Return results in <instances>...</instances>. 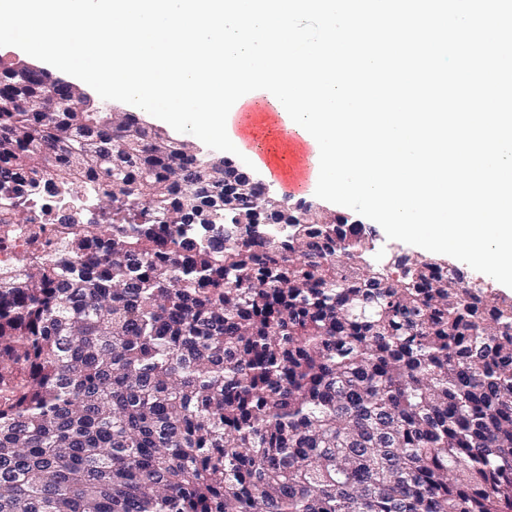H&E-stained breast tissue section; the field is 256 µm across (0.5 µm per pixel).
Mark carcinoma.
Wrapping results in <instances>:
<instances>
[{
  "instance_id": "obj_1",
  "label": "carcinoma",
  "mask_w": 512,
  "mask_h": 512,
  "mask_svg": "<svg viewBox=\"0 0 512 512\" xmlns=\"http://www.w3.org/2000/svg\"><path fill=\"white\" fill-rule=\"evenodd\" d=\"M102 176L0 270V512H512V300L0 59V188ZM104 186L98 183H90L85 186L83 191L71 198L63 208H60L56 202H45L42 206L52 207L60 215L67 214L79 222L93 229L94 224H98L99 217L96 209V202L102 195ZM30 217L33 221L28 224V228L31 232L37 233L38 236L34 247L46 256L49 261L57 262L62 258L59 256L57 248L58 239L61 238L59 234V224L43 223L42 207L38 210H33Z\"/></svg>"
}]
</instances>
